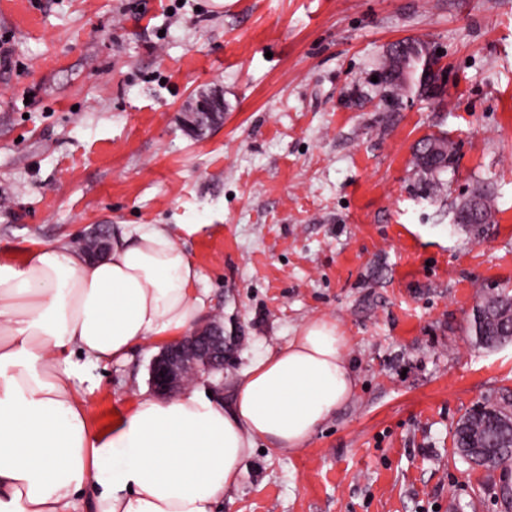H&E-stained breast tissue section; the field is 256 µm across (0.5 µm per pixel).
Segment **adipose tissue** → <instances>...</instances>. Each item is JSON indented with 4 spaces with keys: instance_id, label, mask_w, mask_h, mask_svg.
<instances>
[{
    "instance_id": "obj_1",
    "label": "adipose tissue",
    "mask_w": 512,
    "mask_h": 512,
    "mask_svg": "<svg viewBox=\"0 0 512 512\" xmlns=\"http://www.w3.org/2000/svg\"><path fill=\"white\" fill-rule=\"evenodd\" d=\"M200 273L164 230L140 226L92 260L63 244L0 257V512H216L257 441L304 448L355 390L335 322L304 324L251 362L231 408L189 388L140 395L95 429L75 382L196 325Z\"/></svg>"
}]
</instances>
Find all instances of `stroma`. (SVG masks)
<instances>
[{"instance_id": "obj_1", "label": "stroma", "mask_w": 512, "mask_h": 512, "mask_svg": "<svg viewBox=\"0 0 512 512\" xmlns=\"http://www.w3.org/2000/svg\"><path fill=\"white\" fill-rule=\"evenodd\" d=\"M0 40V254L166 229L232 339L227 407L305 323L347 338L351 399L305 448H253L218 512H512V465L454 444L512 396V342L471 330L512 289V0H0ZM400 40L439 50L442 94L375 84ZM202 91L224 124L196 137L180 117ZM440 134L456 161L429 182L414 151ZM479 185L477 238L454 218ZM153 356L88 366L96 427L149 390Z\"/></svg>"}]
</instances>
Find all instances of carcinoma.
<instances>
[{
  "label": "carcinoma",
  "instance_id": "obj_1",
  "mask_svg": "<svg viewBox=\"0 0 512 512\" xmlns=\"http://www.w3.org/2000/svg\"><path fill=\"white\" fill-rule=\"evenodd\" d=\"M407 53L388 51L380 68L381 83L394 91L412 88L421 96L438 93L440 86L419 71L427 62L429 47L421 42L408 41ZM455 149L444 136H427L415 151L416 166L435 178L453 163ZM459 224L475 236L485 232L494 223L495 210L489 192L477 186L469 198L457 209ZM476 309L481 319H473L475 334L481 344L495 347L512 340V292L503 288L479 298ZM455 445L461 455L486 469L506 467L512 463V398L487 400L460 421L455 432Z\"/></svg>",
  "mask_w": 512,
  "mask_h": 512
}]
</instances>
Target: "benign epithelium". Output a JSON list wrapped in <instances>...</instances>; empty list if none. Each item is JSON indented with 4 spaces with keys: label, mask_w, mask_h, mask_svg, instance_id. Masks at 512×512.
Wrapping results in <instances>:
<instances>
[{
    "label": "benign epithelium",
    "mask_w": 512,
    "mask_h": 512,
    "mask_svg": "<svg viewBox=\"0 0 512 512\" xmlns=\"http://www.w3.org/2000/svg\"><path fill=\"white\" fill-rule=\"evenodd\" d=\"M227 354L223 325H199L153 358L151 387L157 395L171 399L190 383L224 372Z\"/></svg>",
    "instance_id": "obj_1"
}]
</instances>
